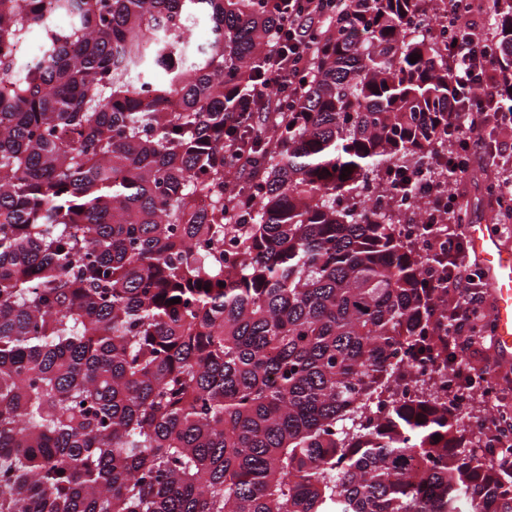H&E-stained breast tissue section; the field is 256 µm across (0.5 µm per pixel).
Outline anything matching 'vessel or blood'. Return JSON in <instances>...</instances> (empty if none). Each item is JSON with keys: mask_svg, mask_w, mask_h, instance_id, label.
I'll return each instance as SVG.
<instances>
[{"mask_svg": "<svg viewBox=\"0 0 512 512\" xmlns=\"http://www.w3.org/2000/svg\"><path fill=\"white\" fill-rule=\"evenodd\" d=\"M469 247L481 259L493 297L495 342L504 357L512 356V252L502 246L487 225L473 224Z\"/></svg>", "mask_w": 512, "mask_h": 512, "instance_id": "vessel-or-blood-1", "label": "vessel or blood"}]
</instances>
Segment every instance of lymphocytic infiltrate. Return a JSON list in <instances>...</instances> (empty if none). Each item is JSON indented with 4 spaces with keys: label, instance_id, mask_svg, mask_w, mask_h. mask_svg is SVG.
Masks as SVG:
<instances>
[{
    "label": "lymphocytic infiltrate",
    "instance_id": "f902f5d3",
    "mask_svg": "<svg viewBox=\"0 0 512 512\" xmlns=\"http://www.w3.org/2000/svg\"><path fill=\"white\" fill-rule=\"evenodd\" d=\"M335 0H287L288 24L271 38L264 49L269 78L263 96L274 111H281L294 96L311 48L331 15ZM450 24L448 62L451 110L448 114V151L435 159L436 168L454 175L467 174L484 150L483 132H500L499 150L512 153V129L497 110L496 89L504 76L496 70L478 34L483 11L477 0H445ZM419 193L427 200L426 223L434 227L435 255L440 263L431 267L430 282L438 287L435 305L449 316L448 360L457 365L464 387L474 383V372L466 362L474 344L476 323L484 308L486 288L481 273L473 270L467 242L455 224L456 199L427 179H420Z\"/></svg>",
    "mask_w": 512,
    "mask_h": 512
}]
</instances>
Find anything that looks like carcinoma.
<instances>
[{
  "label": "carcinoma",
  "instance_id": "1",
  "mask_svg": "<svg viewBox=\"0 0 512 512\" xmlns=\"http://www.w3.org/2000/svg\"><path fill=\"white\" fill-rule=\"evenodd\" d=\"M491 9L512 77V0ZM424 14L342 0L266 152L283 0H0V512H512V467L398 357L448 373L395 210L417 183L390 185L448 147ZM243 158L258 181H228Z\"/></svg>",
  "mask_w": 512,
  "mask_h": 512
}]
</instances>
